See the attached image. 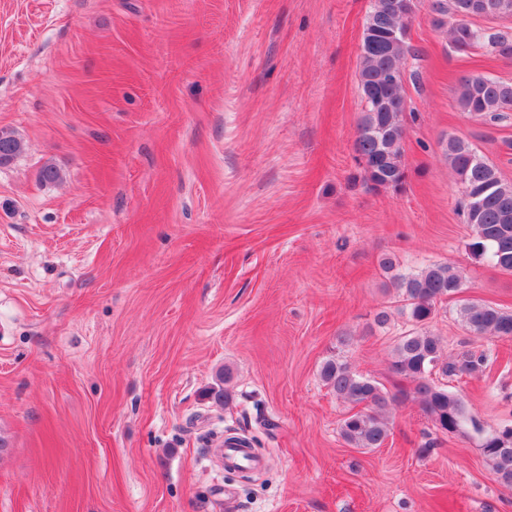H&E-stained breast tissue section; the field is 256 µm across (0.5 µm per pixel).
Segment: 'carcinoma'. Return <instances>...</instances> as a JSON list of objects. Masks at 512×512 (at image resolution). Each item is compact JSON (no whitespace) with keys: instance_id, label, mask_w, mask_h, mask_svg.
<instances>
[{"instance_id":"obj_1","label":"carcinoma","mask_w":512,"mask_h":512,"mask_svg":"<svg viewBox=\"0 0 512 512\" xmlns=\"http://www.w3.org/2000/svg\"><path fill=\"white\" fill-rule=\"evenodd\" d=\"M420 0H372L364 24L359 55L358 85L362 117L354 142L362 180L370 190H397L406 180L404 125L407 111L405 66L412 55L409 25ZM434 24L443 29L451 47L465 51L480 47L501 57H512V27H479L476 18L512 14V0H430ZM455 102L490 122L512 111V82L485 74L463 77L455 89ZM25 150L24 141L0 128V166ZM448 166L460 185L459 215L471 228L466 244L470 255L490 267L512 275V183L469 141L448 137ZM389 275L399 306L410 329L398 337L390 370L412 383L410 391L388 393L380 383L357 373L338 354L326 359L320 377L336 396L349 405L340 420V436L353 448L375 449L388 437L389 406L412 399L444 434H456L471 424L480 434L479 449L501 486L512 487V426L486 431L469 414L462 396L435 383L443 378L474 377L489 365L484 352H467L456 359L442 358L439 337L426 330L438 306L457 299L456 315L473 336L512 339V312L457 295L462 276L447 263H431L414 271L400 269L394 256L379 259Z\"/></svg>"}]
</instances>
